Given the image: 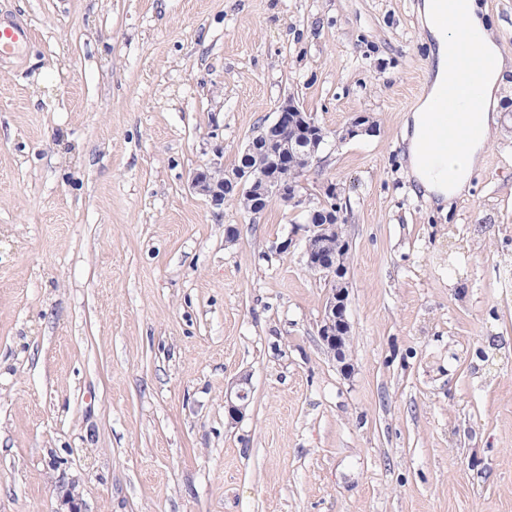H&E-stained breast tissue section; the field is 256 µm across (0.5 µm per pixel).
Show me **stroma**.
Returning a JSON list of instances; mask_svg holds the SVG:
<instances>
[{
  "mask_svg": "<svg viewBox=\"0 0 512 512\" xmlns=\"http://www.w3.org/2000/svg\"><path fill=\"white\" fill-rule=\"evenodd\" d=\"M421 2L0 0L32 32L0 58V512H512V0H480L509 63L447 211L401 140ZM291 95L332 134L301 184L347 208L348 374L300 212L190 188ZM249 375L240 376L224 393V408L231 420L239 419L250 399Z\"/></svg>",
  "mask_w": 512,
  "mask_h": 512,
  "instance_id": "1",
  "label": "stroma"
}]
</instances>
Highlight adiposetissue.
Instances as JSON below:
<instances>
[{
    "instance_id": "obj_1",
    "label": "adipose tissue",
    "mask_w": 512,
    "mask_h": 512,
    "mask_svg": "<svg viewBox=\"0 0 512 512\" xmlns=\"http://www.w3.org/2000/svg\"><path fill=\"white\" fill-rule=\"evenodd\" d=\"M438 10V0H423L420 14L434 58L433 78L430 94L405 119L404 140L411 177L427 199L444 205L467 193L471 174L481 161L483 150L492 136L489 109L496 101L495 94L505 67V57L491 33L479 0H462L461 19L464 25L481 37L475 62L483 71V81L479 94L471 95L465 79L455 74L450 67V58L460 44L454 27L443 28L436 23ZM442 88L448 91L449 106L465 101L467 110L464 119L473 127L474 134L464 153L449 154L431 164L426 161L425 152L428 140L434 138L436 132L428 111L434 104L435 91Z\"/></svg>"
}]
</instances>
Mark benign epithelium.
<instances>
[{"instance_id":"1","label":"benign epithelium","mask_w":512,"mask_h":512,"mask_svg":"<svg viewBox=\"0 0 512 512\" xmlns=\"http://www.w3.org/2000/svg\"><path fill=\"white\" fill-rule=\"evenodd\" d=\"M375 131L376 126L369 116L358 115L351 120L344 136H370ZM328 137L329 133L318 124L312 113L289 96L279 104L275 120L245 148L247 153L259 147L263 149V157L256 165L227 171L224 165L215 162L194 171L190 177V187L216 209L222 208L230 197L244 195L256 196L266 205L279 200L298 211H307V199L292 191L291 186L295 185L305 169L320 162L319 150ZM322 193L320 218L306 225L302 252L310 270L336 282L325 299L318 336L327 351L341 363V369L349 373V282L343 270L336 265V257L329 249L342 208L337 202L335 182L326 181ZM249 399L250 380L249 375L245 374L224 393V408L230 419L241 417Z\"/></svg>"}]
</instances>
